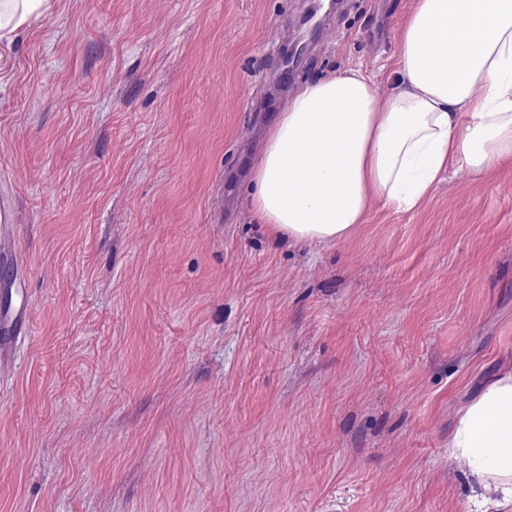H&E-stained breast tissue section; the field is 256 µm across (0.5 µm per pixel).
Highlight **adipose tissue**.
Listing matches in <instances>:
<instances>
[{"mask_svg": "<svg viewBox=\"0 0 512 512\" xmlns=\"http://www.w3.org/2000/svg\"><path fill=\"white\" fill-rule=\"evenodd\" d=\"M51 8L0 0V46ZM511 159L512 0H415L394 90L379 97L354 70L306 86L267 132L252 209L279 235L332 243L372 202L411 211L451 167L482 174ZM448 446L474 504L512 512V372L459 410Z\"/></svg>", "mask_w": 512, "mask_h": 512, "instance_id": "ef3b65f1", "label": "adipose tissue"}]
</instances>
